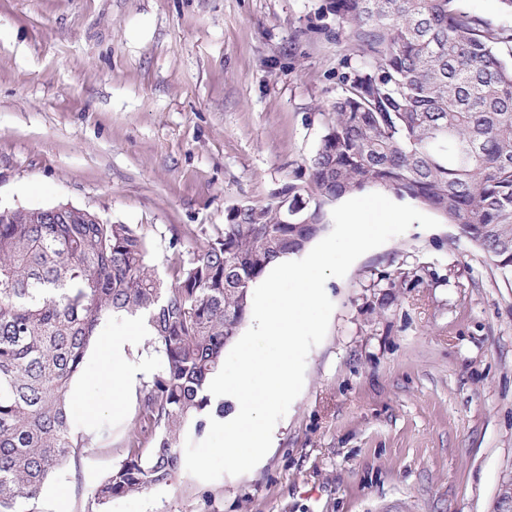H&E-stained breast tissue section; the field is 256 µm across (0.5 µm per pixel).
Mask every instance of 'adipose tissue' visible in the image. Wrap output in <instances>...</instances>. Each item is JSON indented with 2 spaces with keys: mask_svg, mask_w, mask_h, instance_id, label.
Returning <instances> with one entry per match:
<instances>
[{
  "mask_svg": "<svg viewBox=\"0 0 512 512\" xmlns=\"http://www.w3.org/2000/svg\"><path fill=\"white\" fill-rule=\"evenodd\" d=\"M147 331L146 324L141 320H128L125 331L110 337L91 361L93 373L107 378L112 384L113 414L123 412L127 387L133 376L126 353L146 335Z\"/></svg>",
  "mask_w": 512,
  "mask_h": 512,
  "instance_id": "adipose-tissue-1",
  "label": "adipose tissue"
}]
</instances>
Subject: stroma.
<instances>
[{
    "label": "stroma",
    "instance_id": "1",
    "mask_svg": "<svg viewBox=\"0 0 512 512\" xmlns=\"http://www.w3.org/2000/svg\"><path fill=\"white\" fill-rule=\"evenodd\" d=\"M329 0H0V209L69 204L145 233L170 277L236 208L306 184L357 65ZM182 230L173 243V230ZM304 387L248 473L104 512H494L512 480V274L419 225L325 284ZM100 426L53 478L67 512L123 458L137 397L80 374Z\"/></svg>",
    "mask_w": 512,
    "mask_h": 512
}]
</instances>
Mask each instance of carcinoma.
<instances>
[{"mask_svg": "<svg viewBox=\"0 0 512 512\" xmlns=\"http://www.w3.org/2000/svg\"><path fill=\"white\" fill-rule=\"evenodd\" d=\"M362 59L308 165L265 204L232 211L167 283L146 236L85 209H0V512H39L42 488L91 437L72 384L103 322L143 316L162 367L143 385L124 457L87 512L169 483L188 427L224 403L211 378L245 321L251 284L329 226L325 206L379 186L460 227L512 273V58L463 0H331Z\"/></svg>", "mask_w": 512, "mask_h": 512, "instance_id": "1", "label": "carcinoma"}]
</instances>
